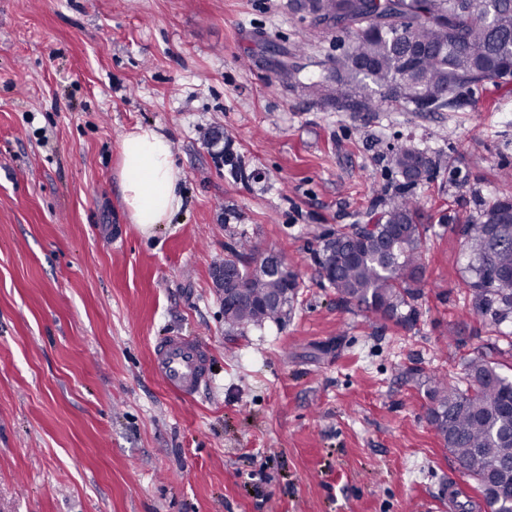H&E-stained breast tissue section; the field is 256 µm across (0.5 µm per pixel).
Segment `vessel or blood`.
I'll return each instance as SVG.
<instances>
[{
    "instance_id": "b4317fda",
    "label": "vessel or blood",
    "mask_w": 512,
    "mask_h": 512,
    "mask_svg": "<svg viewBox=\"0 0 512 512\" xmlns=\"http://www.w3.org/2000/svg\"><path fill=\"white\" fill-rule=\"evenodd\" d=\"M153 371L173 394L193 398L210 383L207 348L194 337H167L155 351Z\"/></svg>"
}]
</instances>
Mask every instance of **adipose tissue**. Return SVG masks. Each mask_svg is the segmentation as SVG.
<instances>
[{
  "label": "adipose tissue",
  "mask_w": 512,
  "mask_h": 512,
  "mask_svg": "<svg viewBox=\"0 0 512 512\" xmlns=\"http://www.w3.org/2000/svg\"><path fill=\"white\" fill-rule=\"evenodd\" d=\"M119 177L130 221L140 228L170 223L184 205L171 143L153 128L139 126L123 138Z\"/></svg>",
  "instance_id": "ef3b65f1"
}]
</instances>
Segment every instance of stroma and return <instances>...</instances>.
Masks as SVG:
<instances>
[{
  "label": "stroma",
  "instance_id": "1",
  "mask_svg": "<svg viewBox=\"0 0 512 512\" xmlns=\"http://www.w3.org/2000/svg\"><path fill=\"white\" fill-rule=\"evenodd\" d=\"M342 50L294 0H0V512H489L425 389L475 356L512 373V323L472 311L456 233L512 198V94L343 112L307 88ZM139 125L184 174L147 231L119 178ZM402 143L440 165L415 189L408 323L340 304L315 257L384 207ZM245 241L303 285L239 333L211 271ZM175 334L210 352L190 400L152 370Z\"/></svg>",
  "mask_w": 512,
  "mask_h": 512
}]
</instances>
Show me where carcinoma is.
Masks as SVG:
<instances>
[{
	"mask_svg": "<svg viewBox=\"0 0 512 512\" xmlns=\"http://www.w3.org/2000/svg\"><path fill=\"white\" fill-rule=\"evenodd\" d=\"M296 9L347 39L344 51L330 60L336 96L325 94L322 81L308 84L345 112H374L384 103L438 112L454 102L458 89L512 80V0H296ZM408 67L414 71L411 84L403 82ZM391 161L403 182L388 204L371 213L367 224L322 237L316 256L319 269L336 267L328 284L341 302L407 322L416 315L424 269L425 227L417 222L413 189L433 180L438 164L408 145L395 148ZM506 217H512V199L496 198L459 228L469 257L466 284L474 311L495 327L512 318V223L498 241L489 239L490 226ZM256 253L255 246L245 244L224 259L241 268L239 287L253 300L247 310H224L230 329L280 322L288 311L255 303L276 288L299 285L294 272L286 284L249 267ZM428 383L430 422L437 435L477 484L489 512H508L512 502L490 495V474L495 464L512 460V378L475 357L467 362L463 380L440 373Z\"/></svg>",
	"mask_w": 512,
	"mask_h": 512,
	"instance_id": "1",
	"label": "carcinoma"
}]
</instances>
